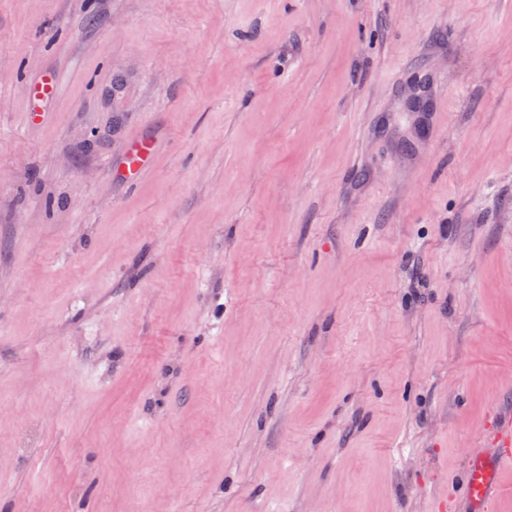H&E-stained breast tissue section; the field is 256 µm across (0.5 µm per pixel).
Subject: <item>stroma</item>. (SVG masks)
Here are the masks:
<instances>
[{"mask_svg":"<svg viewBox=\"0 0 512 512\" xmlns=\"http://www.w3.org/2000/svg\"><path fill=\"white\" fill-rule=\"evenodd\" d=\"M508 408L512 0H0V512H467ZM58 83L55 72H43L30 82V99L33 107L30 116L33 120H40L46 114V110L52 103ZM158 138L133 135L128 138L121 162V175L131 184L151 167L157 154Z\"/></svg>","mask_w":512,"mask_h":512,"instance_id":"35a3bbf8","label":"stroma"}]
</instances>
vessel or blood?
Returning <instances> with one entry per match:
<instances>
[{
    "label": "vessel or blood",
    "instance_id": "b4317fda",
    "mask_svg": "<svg viewBox=\"0 0 512 512\" xmlns=\"http://www.w3.org/2000/svg\"><path fill=\"white\" fill-rule=\"evenodd\" d=\"M58 77L55 72H44L30 82V99L33 107L30 116L40 120L52 103ZM157 138L133 135L128 138L121 162V175L129 182H136L151 167L157 154ZM498 448L493 455L473 458L466 474L465 487L472 505V512H483L485 501L512 493V482L504 481L502 466L512 467V419L498 422L495 426Z\"/></svg>",
    "mask_w": 512,
    "mask_h": 512
}]
</instances>
